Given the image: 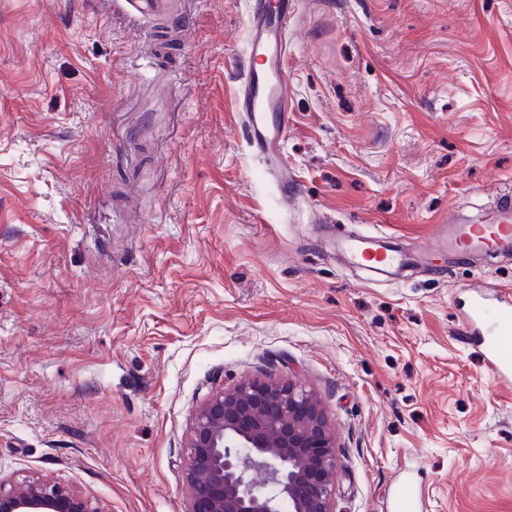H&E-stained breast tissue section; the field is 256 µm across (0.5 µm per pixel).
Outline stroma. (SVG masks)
I'll list each match as a JSON object with an SVG mask.
<instances>
[{
  "label": "stroma",
  "mask_w": 512,
  "mask_h": 512,
  "mask_svg": "<svg viewBox=\"0 0 512 512\" xmlns=\"http://www.w3.org/2000/svg\"><path fill=\"white\" fill-rule=\"evenodd\" d=\"M247 13L0 0V479L188 512L192 411L272 373L322 399L336 512H512V379L463 319L512 253L431 246L512 195V0H297L285 195L228 116ZM372 234L428 264L351 262Z\"/></svg>",
  "instance_id": "35a3bbf8"
}]
</instances>
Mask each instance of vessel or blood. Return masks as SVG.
I'll list each match as a JSON object with an SVG mask.
<instances>
[{"label": "vessel or blood", "mask_w": 512, "mask_h": 512, "mask_svg": "<svg viewBox=\"0 0 512 512\" xmlns=\"http://www.w3.org/2000/svg\"><path fill=\"white\" fill-rule=\"evenodd\" d=\"M295 0H250L248 30L243 58L244 77L234 97V110L246 119V132L256 155L264 160L281 158L288 131V31ZM451 244L460 250H512V196L498 201L494 218L485 224L459 225ZM346 250L353 261L378 256L382 266L401 269L425 263L422 253H390L377 236L349 238ZM485 291L473 295L468 312L471 321H486L491 332L483 355L489 370L500 379L512 377V300L485 301Z\"/></svg>", "instance_id": "obj_1"}]
</instances>
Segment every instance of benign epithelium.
I'll return each mask as SVG.
<instances>
[{
  "label": "benign epithelium",
  "instance_id": "benign-epithelium-1",
  "mask_svg": "<svg viewBox=\"0 0 512 512\" xmlns=\"http://www.w3.org/2000/svg\"><path fill=\"white\" fill-rule=\"evenodd\" d=\"M336 439L320 399L267 375L215 388L187 432L189 512H334ZM0 512H99L47 475L0 480Z\"/></svg>",
  "mask_w": 512,
  "mask_h": 512
}]
</instances>
